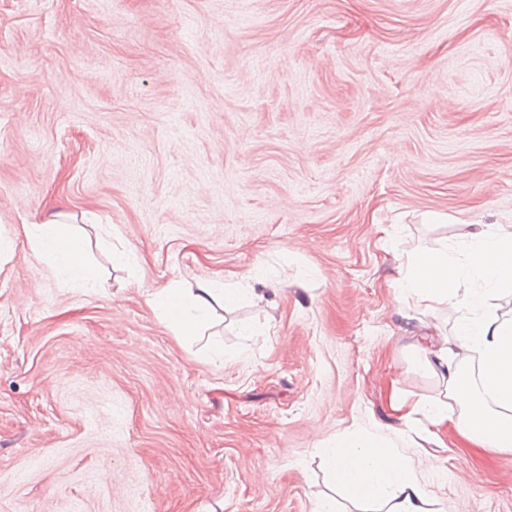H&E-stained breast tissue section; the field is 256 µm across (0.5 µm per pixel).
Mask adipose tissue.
<instances>
[{
  "label": "adipose tissue",
  "instance_id": "ef3b65f1",
  "mask_svg": "<svg viewBox=\"0 0 512 512\" xmlns=\"http://www.w3.org/2000/svg\"><path fill=\"white\" fill-rule=\"evenodd\" d=\"M28 237L51 269L84 279L80 243L59 221L32 225ZM397 286L427 304L448 302L462 312L454 336L436 328L422 335L424 364L446 377V396L459 409L452 420L437 407L429 408V415L438 424L452 422L473 444L512 452V318H505L500 305L512 294V225L494 230L468 225L458 254L441 249L408 257ZM219 295L228 303L237 299L235 289L221 291L216 282L203 280L189 290L162 288L146 302L188 335L206 324ZM475 354L480 366L473 376L465 367ZM326 465L336 484L358 498L387 497L389 512H426L425 491L407 461L379 440H340L328 450Z\"/></svg>",
  "mask_w": 512,
  "mask_h": 512
}]
</instances>
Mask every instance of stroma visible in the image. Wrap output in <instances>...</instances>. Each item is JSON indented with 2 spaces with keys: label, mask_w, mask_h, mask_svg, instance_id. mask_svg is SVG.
Segmentation results:
<instances>
[{
  "label": "stroma",
  "mask_w": 512,
  "mask_h": 512,
  "mask_svg": "<svg viewBox=\"0 0 512 512\" xmlns=\"http://www.w3.org/2000/svg\"><path fill=\"white\" fill-rule=\"evenodd\" d=\"M57 216L90 284L28 243ZM477 221L512 0H0V512H387L323 462L374 435L427 512H512V452L422 411L456 308L394 286ZM199 279L254 294L175 335L146 296Z\"/></svg>",
  "instance_id": "1"
}]
</instances>
